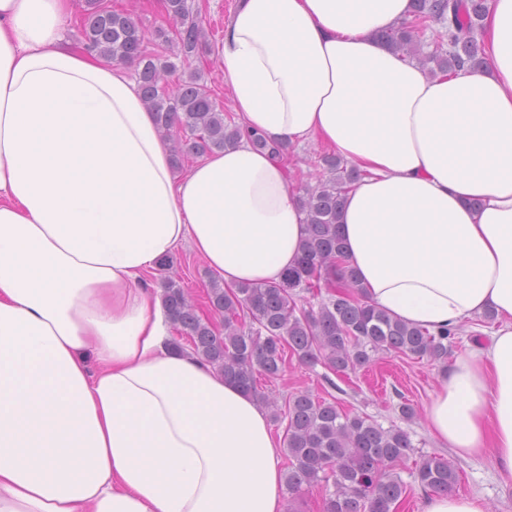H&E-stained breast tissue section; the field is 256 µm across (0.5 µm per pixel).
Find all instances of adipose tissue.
Listing matches in <instances>:
<instances>
[{"label":"adipose tissue","mask_w":512,"mask_h":512,"mask_svg":"<svg viewBox=\"0 0 512 512\" xmlns=\"http://www.w3.org/2000/svg\"><path fill=\"white\" fill-rule=\"evenodd\" d=\"M68 0H0V512H284L265 408L166 346L143 285L187 244L225 286L280 281L305 234L247 137L184 177L125 66L65 43ZM411 0H238L217 62L238 122L362 171L339 219L369 304L437 331L493 313L441 369L431 435L512 486V0L481 70L382 43ZM96 370H89V361Z\"/></svg>","instance_id":"adipose-tissue-1"}]
</instances>
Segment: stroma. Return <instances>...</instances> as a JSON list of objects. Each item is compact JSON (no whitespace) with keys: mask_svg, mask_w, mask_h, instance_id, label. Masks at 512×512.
<instances>
[{"mask_svg":"<svg viewBox=\"0 0 512 512\" xmlns=\"http://www.w3.org/2000/svg\"><path fill=\"white\" fill-rule=\"evenodd\" d=\"M194 4L204 18L205 47L189 66L179 69L178 74L198 76L213 90L218 104L225 107L229 98L217 65V49L224 22L234 10L236 0H194ZM172 258V269L148 274L149 288L161 289L163 280L170 277L184 288L194 305L206 306L213 274L205 262L186 244L180 246ZM443 366L440 360L381 353L369 366L334 376L329 381L323 366L311 368L293 360L278 378L259 377L258 387L278 400L299 391H309L324 398L332 396L347 413L368 417L385 428L399 427L409 433L416 456L437 454L456 468V494H477L497 512H512V490L502 489L490 456L461 458L451 448L439 445L425 426V410L436 388V374ZM403 401L413 407L415 415L412 419L401 417L398 406Z\"/></svg>","mask_w":512,"mask_h":512,"instance_id":"1","label":"stroma"}]
</instances>
